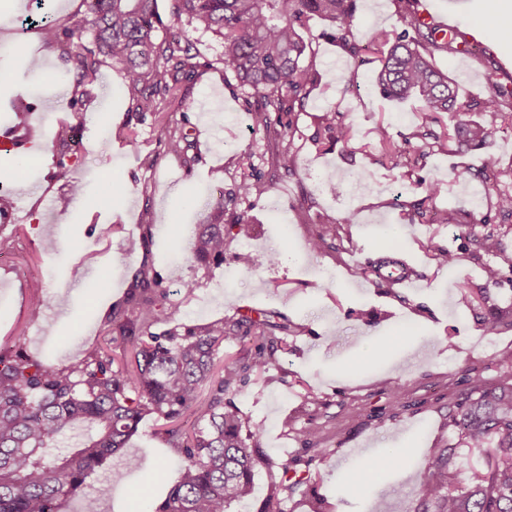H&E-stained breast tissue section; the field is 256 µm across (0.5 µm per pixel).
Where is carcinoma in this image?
I'll return each mask as SVG.
<instances>
[{"instance_id":"obj_1","label":"carcinoma","mask_w":512,"mask_h":512,"mask_svg":"<svg viewBox=\"0 0 512 512\" xmlns=\"http://www.w3.org/2000/svg\"><path fill=\"white\" fill-rule=\"evenodd\" d=\"M87 17L82 24L93 33L91 45L73 52L71 39L76 29L61 28L48 11L21 28H35L45 47L61 51L74 65L80 94L96 85L102 63L108 61L125 74L134 115L156 112L157 100L173 97L182 79L197 67L190 48L181 41L158 39L164 24L157 13V0H84ZM401 30H380L373 38L378 67L374 82L379 94L393 101L420 103L419 127L429 130L434 145L477 147L498 125L512 122V95L491 88L477 99L464 100L448 75L436 66L437 54L457 51L458 34H440V29L423 21L413 4L396 0ZM356 0H172L171 16L186 19L197 30L220 40V62L231 70L240 85L263 98L252 113L253 124L269 132L270 113L292 112L304 107L310 92L321 81L320 73L305 64L307 43L304 32L313 17L332 25L330 36L352 56L361 48L351 40ZM456 113L452 129L437 134L442 114ZM479 112L482 120L467 118ZM329 142L344 149L354 142L353 124L341 113L326 111L321 116ZM281 130L273 161L288 170L297 167V154L287 140L291 122L277 118ZM170 153L184 158L187 137L177 128H165ZM377 144L401 166L403 151L394 142L391 126L380 122L374 129ZM483 178L495 195V209L512 217V188L501 185V172L490 159ZM262 191L259 176L249 172L234 195L247 198ZM224 202L208 224L198 225L188 247L189 258L201 264L224 262ZM342 222L323 224L309 238L310 249L320 253L334 245ZM489 218L474 211L458 218L448 214L445 222L460 230L473 229ZM476 259L485 263L487 283L498 282L501 270L493 262L500 252L496 236L475 239ZM434 259L449 268L459 255L449 247L430 241ZM373 283L386 288L400 276L389 262L373 270ZM169 295L163 279L142 273L139 287L127 298L128 307L112 310L108 332L123 345L121 361L102 345L70 366L56 368L20 352L0 348V512H62L65 498L83 495L85 512H96L98 501L111 486L97 492L85 490L87 477L107 460L117 457L146 417L160 422L161 432L183 454L175 479L153 512H228L234 503H245L252 493L257 467L264 464L281 469L256 512H283L288 495L310 481L298 461L276 463L259 450L261 429L250 423L234 397L250 376L265 374L276 352L290 332L286 323L246 315L226 322L222 319L198 326L177 324L161 332L154 326L165 312ZM227 338L250 340L239 358L216 371L220 346ZM471 396L452 415L451 426L459 444L467 448H490L488 472L466 485L451 467L456 446L442 450L428 468L419 500L431 506L419 512H512V384L489 387L476 374L471 377ZM206 397H200L202 387ZM193 416L191 430L179 422ZM78 423L97 427L95 434L76 448L53 454L58 436Z\"/></svg>"}]
</instances>
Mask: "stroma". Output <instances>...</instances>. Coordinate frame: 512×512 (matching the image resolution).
Returning a JSON list of instances; mask_svg holds the SVG:
<instances>
[{"label": "stroma", "mask_w": 512, "mask_h": 512, "mask_svg": "<svg viewBox=\"0 0 512 512\" xmlns=\"http://www.w3.org/2000/svg\"><path fill=\"white\" fill-rule=\"evenodd\" d=\"M434 22L472 37V54L451 51L437 66L456 84L460 97H482L489 87L512 90V27L489 33L483 21L489 0H418ZM167 27L160 38L190 43L199 66L180 96L161 102L163 122L184 129L196 158L184 163L167 152L162 122L140 121L119 69L104 64L96 86L75 96V74L59 51L35 36L19 39L21 11L0 0V131L15 104L27 105L47 141L43 159L13 173L12 204L0 215V235L12 241L0 253V347L56 367L83 358L107 337L109 308L124 305L140 271L151 267L169 288L174 320L204 324L260 314L279 315L295 325L287 350L278 352L268 373L251 377L236 402L251 423L261 425L263 450L276 462L260 469L247 512H255L269 483L279 479V461L300 459L311 480L285 502L286 512H413L420 484L440 448L456 442L448 417L478 373L488 385L512 379V219L495 215L480 174L487 159L512 168V125L501 124L485 145L434 151L420 139L418 164L390 168L371 131L393 125L396 140L415 131L418 104L382 98L374 85L376 62L364 47L381 29L398 24L395 0H357L353 37L363 50L347 54L329 37L330 22H310L307 64L322 75L303 108L291 114L298 167L273 164L274 141L255 130L251 114L259 95L244 89L219 59L212 35L171 19V0H158ZM43 59L39 74L24 66L28 55ZM344 113L354 127L356 150L315 145L319 118ZM80 130L77 160L67 171L55 165L59 129ZM263 175L261 193L238 201L246 222L228 237L224 262L200 266L187 258L196 225L214 205L231 196L248 168ZM334 172L328 182L326 172ZM442 191L427 199L429 182ZM427 199L431 212L477 210L492 216L473 234L445 224H412L409 204ZM334 248L314 254L315 227L342 220ZM498 234L501 278L487 284L473 260L474 235ZM436 238L459 253L456 270L439 265L427 250ZM136 248H129V241ZM251 251L249 271L234 256ZM112 259V279L103 281L102 257ZM392 260L406 280L376 288L365 267ZM195 281L193 291L182 283ZM42 298L34 307V298ZM486 299L502 317L485 332L468 301ZM405 397L392 404L387 384ZM326 399L307 404V391ZM323 427L324 451L309 456L300 430ZM134 467H127L126 459ZM181 456L145 418L124 457L92 473L87 483H111L100 512H150L164 498ZM362 476L358 489L352 477Z\"/></svg>", "instance_id": "obj_1"}]
</instances>
